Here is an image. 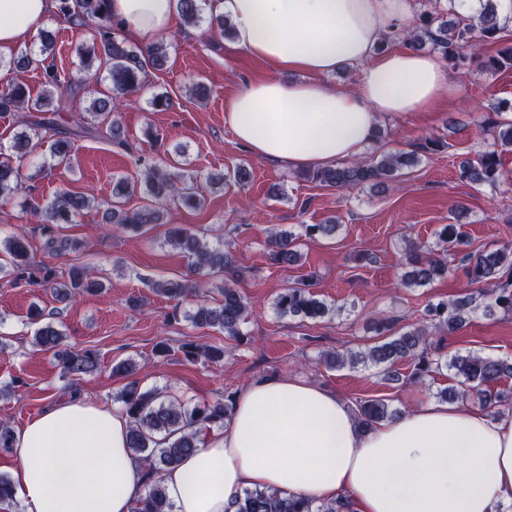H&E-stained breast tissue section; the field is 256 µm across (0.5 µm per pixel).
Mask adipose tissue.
<instances>
[{"label": "adipose tissue", "mask_w": 512, "mask_h": 512, "mask_svg": "<svg viewBox=\"0 0 512 512\" xmlns=\"http://www.w3.org/2000/svg\"><path fill=\"white\" fill-rule=\"evenodd\" d=\"M234 48L297 81L262 79L225 103V120L255 156L296 168L359 157L379 119L430 112L453 89L433 55L377 52L415 25V0H211ZM49 0H0V56L42 25ZM123 31L151 44L176 20L175 0H110ZM346 66L352 89L324 84ZM123 408L58 400L13 432V485L23 512H132L145 494ZM173 512H225L231 496L267 489L354 512H504L512 506V419L427 402L363 429L349 404L294 376L260 377L234 399L230 424L158 475Z\"/></svg>", "instance_id": "1"}]
</instances>
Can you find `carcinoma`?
I'll list each match as a JSON object with an SVG mask.
<instances>
[{
  "instance_id": "obj_1",
  "label": "carcinoma",
  "mask_w": 512,
  "mask_h": 512,
  "mask_svg": "<svg viewBox=\"0 0 512 512\" xmlns=\"http://www.w3.org/2000/svg\"><path fill=\"white\" fill-rule=\"evenodd\" d=\"M420 9L413 30L409 33L396 31L385 36L380 44L387 45L398 38L412 47L430 46L454 67L477 63L490 71L512 69V45L503 46L495 54H486L484 48L501 43L505 38L504 28L496 11L494 0H486L481 12L475 17L459 15L445 0H419ZM179 19L190 27L201 22V0H176ZM54 17L81 28L90 19H97L92 35L94 58L109 65L113 98L125 99L136 93L147 69L164 65L163 44L132 47L116 36L115 20L107 9V0H55ZM39 51L25 50L10 60L15 69L25 72L31 68L43 71L42 94L36 98L28 95L23 81L16 80L0 91V112L21 113V123L28 130L14 139L10 149H0V198L7 199L22 190L21 166L31 152L32 137L41 133L57 135L54 155L69 160L70 136L88 137L99 133L98 127L85 121L76 123V128L64 134L60 130L58 117L64 110L66 99L86 92V83L71 81L64 83L54 64L48 61L53 39L50 32L40 33ZM492 114L483 115L479 126L493 134L491 145L478 154L476 160H466L461 165L460 177L478 186L497 188L508 180L501 162V154L512 150V120L503 113L512 111V104L500 101L491 104ZM446 143L437 138H428L417 144L409 153H381L371 155L349 164H336L309 173L312 180L325 187L344 189L363 184H381L394 177L403 168L416 165L420 157L438 152ZM136 163L143 168L142 183L145 186L146 202L130 211L117 206L106 212L107 219L123 231L140 232L163 219L162 208L170 204L197 209L202 197L197 192V177L171 175L142 158ZM95 199L70 190L57 192L39 211V232L44 239V248L50 252L77 249L80 244L59 235V225L71 224L85 210L91 208ZM337 224H306L304 235L328 237L336 234ZM167 242L192 258L199 269L224 275V290L220 303L214 307L201 304L190 316L197 327L216 329L227 336L242 335V325L249 316L247 298L238 289L245 270L238 267L230 248L214 246L197 235L178 226L168 231ZM265 244L275 264L284 269L295 267L301 261L298 240L291 232L268 231ZM463 244L462 232L455 224L443 225L439 234L441 251L434 252L426 245L407 240L403 251L402 282L405 286H425L448 277V257L456 256ZM0 249L10 257L8 284L12 287L34 286L49 288L64 298L81 291L99 292L102 284L95 280L89 270L74 267L68 279L62 281L51 269H44L37 276L28 241L23 236L11 234L0 237ZM461 261L467 265L471 283L479 285L474 292H467L451 300L431 304L425 309V318L418 328L386 338L358 352L330 354L327 363L340 368L345 365H372L381 369L393 381L400 380L397 367L403 363L413 365L409 380L419 382L429 372L445 366L454 374L457 385L439 392V398L455 402L471 395L477 396L481 408L492 416L512 413V400L501 392L491 391V385L505 376L512 375V365L491 357L477 354L454 355L442 359L440 354L428 351L427 329H445L454 332L461 328L472 314L481 310L486 315L496 311L512 314V248L501 247L477 253H466ZM155 293L171 298L185 299L197 294V285L192 281L162 280L152 283ZM277 315L281 317L323 318L336 313L335 308L320 300L312 291V284L301 278L280 291L273 301ZM37 346L54 352L63 373L81 376L94 372L98 356L91 350L73 351L63 347V333L54 322L44 323L34 333ZM200 346L185 343L181 351L188 361L202 354L212 362L224 360V347L212 345L199 352ZM120 401L130 418L129 448L146 468L147 491L135 505L133 512H172L165 487L155 479L160 470L177 465L197 448L198 434L203 427H222L230 421L233 397L213 403H198L193 408L178 398L160 399L155 390H141L138 381H131L123 390ZM359 422L371 427L390 416L388 405L381 399L365 400L356 406ZM227 512H349L340 501L317 502L304 497H283L268 491L251 489L235 495Z\"/></svg>"
}]
</instances>
